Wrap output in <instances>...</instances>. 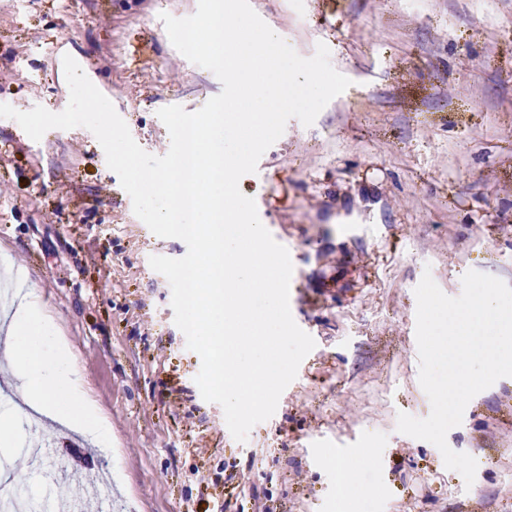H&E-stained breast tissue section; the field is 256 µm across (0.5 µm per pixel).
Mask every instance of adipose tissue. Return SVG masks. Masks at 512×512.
<instances>
[{
    "label": "adipose tissue",
    "mask_w": 512,
    "mask_h": 512,
    "mask_svg": "<svg viewBox=\"0 0 512 512\" xmlns=\"http://www.w3.org/2000/svg\"><path fill=\"white\" fill-rule=\"evenodd\" d=\"M6 352L16 378L24 384L27 403L70 428L85 433L101 430L100 418L87 409L83 384L74 372V355L49 326L35 301H27L13 318ZM67 402H60L59 391Z\"/></svg>",
    "instance_id": "obj_1"
}]
</instances>
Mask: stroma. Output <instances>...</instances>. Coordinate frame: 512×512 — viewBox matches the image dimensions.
Segmentation results:
<instances>
[{
    "instance_id": "35a3bbf8",
    "label": "stroma",
    "mask_w": 512,
    "mask_h": 512,
    "mask_svg": "<svg viewBox=\"0 0 512 512\" xmlns=\"http://www.w3.org/2000/svg\"><path fill=\"white\" fill-rule=\"evenodd\" d=\"M300 56L326 44L351 86L312 126L290 119L240 190L293 264L290 309L315 348L246 441L203 400L200 356L174 323L149 258L154 235L83 127L40 141L0 119V255L25 270L110 423L100 446L48 423L66 469L59 502L100 484L112 512H336V457L370 512H512V377L447 434L473 485L431 443L396 430L427 417L414 289L448 296L470 270L512 286V0H249ZM198 0H0V103L63 111L64 39L135 141L165 154L159 109H200L222 85L160 20Z\"/></svg>"
}]
</instances>
